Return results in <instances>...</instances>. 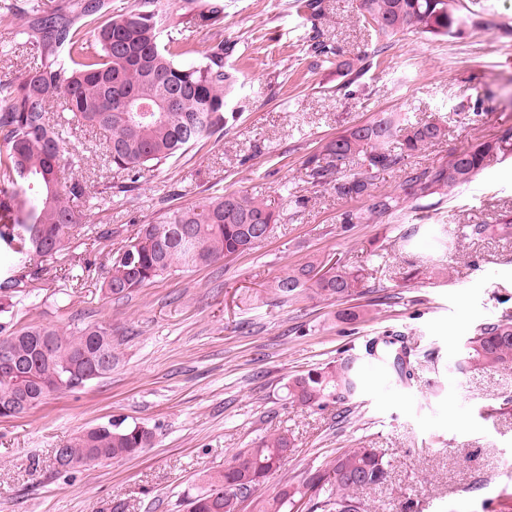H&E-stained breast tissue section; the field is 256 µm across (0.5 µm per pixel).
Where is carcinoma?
<instances>
[{
    "instance_id": "obj_1",
    "label": "carcinoma",
    "mask_w": 512,
    "mask_h": 512,
    "mask_svg": "<svg viewBox=\"0 0 512 512\" xmlns=\"http://www.w3.org/2000/svg\"><path fill=\"white\" fill-rule=\"evenodd\" d=\"M13 9L27 17L16 37L47 53L46 61L25 72L16 86L0 87V247L12 254L9 270L0 276V407L25 393L32 411L50 396L81 386L80 369L94 371L103 355L116 358L112 332L103 325L60 330L16 321L18 305L38 299L26 288L36 275L31 261L67 249L80 226L73 202L87 195L84 181L62 180L66 170L81 168L83 158L66 140V127L51 120V98L63 94L67 122L101 131L112 166L136 183L143 171L224 135V108L237 76L224 67L222 40L209 46L200 60L185 59L176 26L160 0H131L116 12L111 0H76L68 11H45L37 0H21ZM361 9L386 39L413 31L452 36L468 25V16L451 0H361ZM223 19L224 0H213L201 16L212 25ZM187 85L190 92L165 119L134 125L125 118L128 94L153 104ZM446 133L447 126L437 120L414 121L383 112L328 141L321 151L308 155L304 165L312 177L325 181L346 161H360L363 171L339 176L333 184L339 199L369 201L364 211L352 208L339 215L340 230L347 233L371 217L403 210L411 200L467 184L487 159L512 151L510 127L492 141L452 153L444 164L408 172L398 194L370 193L373 174L399 165ZM276 223L266 202L245 194H217L172 209L160 222L142 225L109 254L100 290L123 299L177 271L240 256L267 238ZM457 234L471 241L493 234L509 239L512 222L460 224ZM362 279L338 257L310 261L277 277L271 288L285 300L308 290L343 300L357 293ZM396 346L400 352L390 362L403 381L413 375V362L398 336L370 340L365 353L384 356ZM458 369L511 370L512 316L480 325L468 337ZM285 389V399L308 409L323 410L352 399L360 390L358 357L297 373ZM152 438L143 423L112 420L86 429L62 452L69 463L91 456L118 460L140 453ZM291 447L289 436L273 433L241 449L224 469L205 474V486L186 496V512H239L241 499L259 490ZM388 467L381 449L352 448L311 469L304 479L283 485L261 501L260 512H300L303 507L308 512H364L357 491L381 484Z\"/></svg>"
}]
</instances>
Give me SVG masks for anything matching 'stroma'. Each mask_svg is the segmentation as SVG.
Here are the masks:
<instances>
[{
	"label": "stroma",
	"mask_w": 512,
	"mask_h": 512,
	"mask_svg": "<svg viewBox=\"0 0 512 512\" xmlns=\"http://www.w3.org/2000/svg\"><path fill=\"white\" fill-rule=\"evenodd\" d=\"M0 0V86L15 84L40 61L19 51L20 24ZM478 19L455 37L409 33L378 41L361 0H321L310 17L302 0H224V20L200 25L210 0H162L186 48L216 41L232 50L238 77L223 137L178 161L143 172L134 191L113 194L124 175L112 167L96 130L69 136L83 155L80 173L96 205L81 216L68 250L32 263L38 304L19 306L20 323L112 329L118 361L111 374L51 397L19 418H0V512H183L202 487L259 436L286 432L294 446L240 512L320 463L369 444L390 463L385 482L361 492L366 512H498L512 493V371L458 372L464 344L481 324L512 314V239L458 238L460 224L512 222V156L492 158L470 183L391 216L339 233L350 203L331 182L309 176L304 161L351 126L383 112L443 119L448 132L421 153L371 180L372 194L399 192L408 172L436 166L471 143L512 127V0H460ZM339 49L325 60L307 46L310 30ZM480 99L476 121L460 101ZM258 197L278 214L272 235L242 256L160 278L115 300L95 284L66 303L51 296L91 263L102 276L108 254L167 209L217 193ZM305 205H296V197ZM352 268L382 267L353 303L365 314L338 320L342 305L306 293L283 302L269 286L315 258ZM70 288V287H69ZM385 334L412 351L414 377L402 383L375 365L364 345ZM360 355L362 389L325 410L289 403L290 375ZM146 424L152 444L131 458L74 471L57 467L55 448L112 419Z\"/></svg>",
	"instance_id": "stroma-1"
}]
</instances>
